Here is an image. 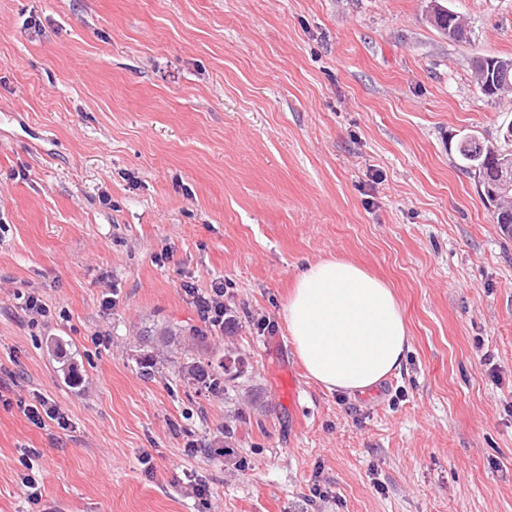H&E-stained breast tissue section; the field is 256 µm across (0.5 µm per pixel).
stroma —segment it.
Here are the masks:
<instances>
[{"label": "stroma", "mask_w": 512, "mask_h": 512, "mask_svg": "<svg viewBox=\"0 0 512 512\" xmlns=\"http://www.w3.org/2000/svg\"><path fill=\"white\" fill-rule=\"evenodd\" d=\"M427 3L0 0V512H31L26 448L46 512H512V239L454 159L512 121L474 81L512 0H448L466 43ZM330 257L410 327L363 393L309 378L280 318ZM216 279L231 321L191 344ZM228 347L230 396L174 369ZM444 1H432L433 7V21L430 24L448 39L455 42H466L469 39V29L464 25L458 13L444 5ZM448 9L450 12H448ZM39 404H27L24 400H18L17 405L23 408V413L27 418L37 426H45V419L53 421L57 426L63 430L67 429L70 425L68 417L55 403H51L47 398H38ZM27 453L28 451L22 453L20 463L30 472L24 473L20 476L21 485L25 490L24 494L26 495L28 503L38 505L42 500V486L39 475L32 471L33 465H30L28 462L29 457L27 456Z\"/></svg>", "instance_id": "obj_1"}]
</instances>
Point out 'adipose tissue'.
<instances>
[{
    "instance_id": "obj_1",
    "label": "adipose tissue",
    "mask_w": 512,
    "mask_h": 512,
    "mask_svg": "<svg viewBox=\"0 0 512 512\" xmlns=\"http://www.w3.org/2000/svg\"><path fill=\"white\" fill-rule=\"evenodd\" d=\"M308 375L328 391H365L397 372L410 349L392 288L342 259L309 263L282 308Z\"/></svg>"
}]
</instances>
